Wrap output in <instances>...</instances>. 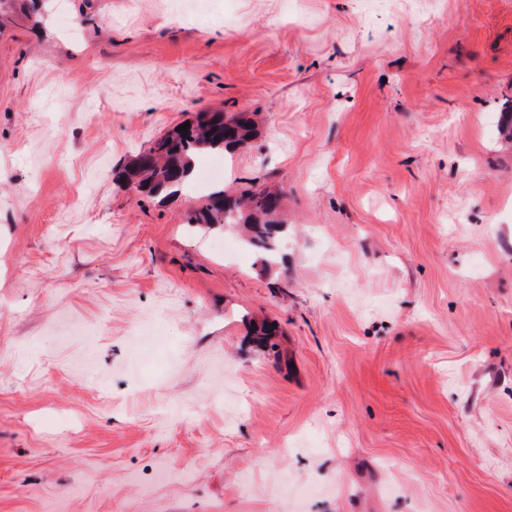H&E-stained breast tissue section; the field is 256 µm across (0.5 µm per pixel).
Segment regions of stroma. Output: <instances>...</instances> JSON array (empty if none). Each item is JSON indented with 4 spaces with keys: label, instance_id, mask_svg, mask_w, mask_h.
<instances>
[{
    "label": "stroma",
    "instance_id": "35a3bbf8",
    "mask_svg": "<svg viewBox=\"0 0 512 512\" xmlns=\"http://www.w3.org/2000/svg\"><path fill=\"white\" fill-rule=\"evenodd\" d=\"M510 110L512 0H0V512H512ZM215 111L271 265L124 180Z\"/></svg>",
    "mask_w": 512,
    "mask_h": 512
}]
</instances>
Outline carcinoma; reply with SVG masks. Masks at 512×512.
I'll return each mask as SVG.
<instances>
[{"label":"carcinoma","instance_id":"carcinoma-1","mask_svg":"<svg viewBox=\"0 0 512 512\" xmlns=\"http://www.w3.org/2000/svg\"><path fill=\"white\" fill-rule=\"evenodd\" d=\"M255 135V124L245 112L226 115L208 112L190 123L188 135L174 130L156 140L136 160L129 173L137 190L150 196L174 197L193 186L198 157L208 152H230L248 145ZM206 204L192 224H242L247 228L246 243L265 257L278 249L283 225L275 216L280 209L278 196L251 185L238 195L220 187L204 192Z\"/></svg>","mask_w":512,"mask_h":512}]
</instances>
